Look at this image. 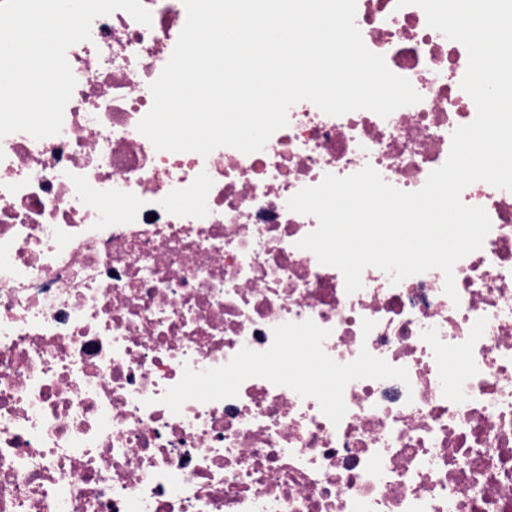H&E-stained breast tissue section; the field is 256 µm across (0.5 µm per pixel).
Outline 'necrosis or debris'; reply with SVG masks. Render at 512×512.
Listing matches in <instances>:
<instances>
[{
	"instance_id": "obj_1",
	"label": "necrosis or debris",
	"mask_w": 512,
	"mask_h": 512,
	"mask_svg": "<svg viewBox=\"0 0 512 512\" xmlns=\"http://www.w3.org/2000/svg\"><path fill=\"white\" fill-rule=\"evenodd\" d=\"M117 10L69 48L59 134L0 139V512H512V191L463 203L491 230L456 263L393 282L297 243L288 199L372 166L421 189L476 106L467 51L415 5L357 0L367 48L419 103L330 116L302 101L261 151L156 150L137 130L186 23L183 0ZM313 320L338 363L361 350L408 382L362 379L340 424L262 378L237 397L160 399L272 330Z\"/></svg>"
}]
</instances>
